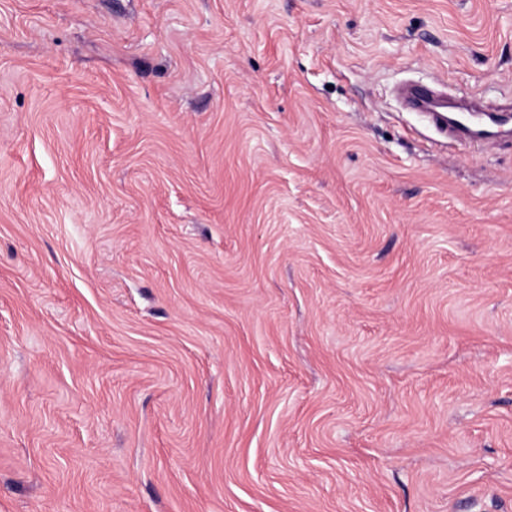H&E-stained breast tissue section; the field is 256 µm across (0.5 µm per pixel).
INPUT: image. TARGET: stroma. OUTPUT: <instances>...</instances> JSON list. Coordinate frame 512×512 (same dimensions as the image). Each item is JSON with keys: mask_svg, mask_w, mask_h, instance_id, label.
Returning a JSON list of instances; mask_svg holds the SVG:
<instances>
[{"mask_svg": "<svg viewBox=\"0 0 512 512\" xmlns=\"http://www.w3.org/2000/svg\"><path fill=\"white\" fill-rule=\"evenodd\" d=\"M512 0H0V512H512ZM434 92L428 88L414 86L408 90V96L413 104L431 114L434 125L440 130H444L451 124L463 132L471 141L489 140L494 132L482 121L483 116H487L493 125H502L510 120L509 116L505 121L496 122L489 117V114L480 106H472L460 112L448 111V105L436 102L433 97ZM445 126V127H444Z\"/></svg>", "mask_w": 512, "mask_h": 512, "instance_id": "obj_1", "label": "stroma"}]
</instances>
